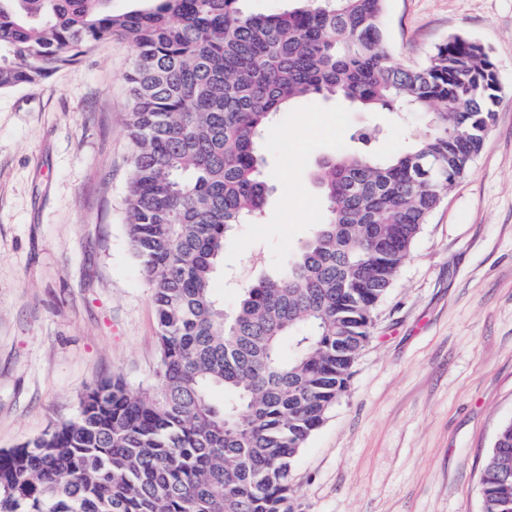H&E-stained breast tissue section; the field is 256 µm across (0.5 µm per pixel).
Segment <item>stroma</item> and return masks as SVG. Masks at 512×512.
Here are the masks:
<instances>
[{"label": "stroma", "instance_id": "1", "mask_svg": "<svg viewBox=\"0 0 512 512\" xmlns=\"http://www.w3.org/2000/svg\"><path fill=\"white\" fill-rule=\"evenodd\" d=\"M383 24L404 64L453 35L482 43L500 103L382 303L347 393L302 448L296 487L304 512H481L484 460L512 420V0H387ZM134 56L106 39L74 68L0 91V449L72 417L112 375L135 390L155 380L157 319L123 207ZM367 124L383 155L420 129L414 114L319 99L280 114L263 141L279 191L225 242V305L324 220L312 174L357 150Z\"/></svg>", "mask_w": 512, "mask_h": 512}]
</instances>
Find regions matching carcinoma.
Here are the masks:
<instances>
[{"label":"carcinoma","instance_id":"carcinoma-1","mask_svg":"<svg viewBox=\"0 0 512 512\" xmlns=\"http://www.w3.org/2000/svg\"><path fill=\"white\" fill-rule=\"evenodd\" d=\"M0 0V91L76 66L101 40L133 44L126 233L158 324L152 391L119 376L77 414L0 450V512H300L293 471L349 388L378 307L494 120L496 65L455 35L423 66L395 62L387 0H303L249 15L239 0ZM415 113L389 157L340 153L314 174L326 219L287 265L224 308V240L276 186L261 141L297 102ZM224 402L212 399L216 389ZM481 512H512V421L480 476Z\"/></svg>","mask_w":512,"mask_h":512}]
</instances>
